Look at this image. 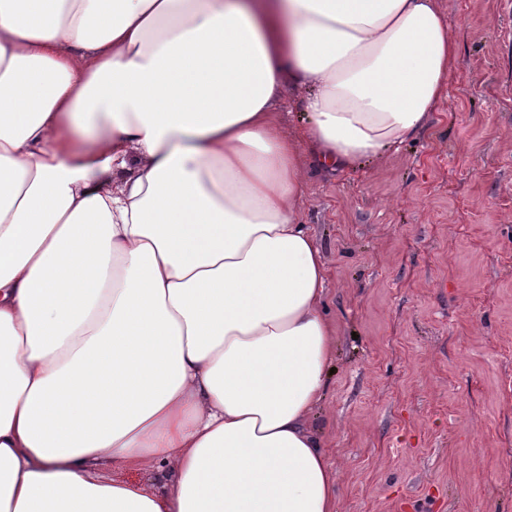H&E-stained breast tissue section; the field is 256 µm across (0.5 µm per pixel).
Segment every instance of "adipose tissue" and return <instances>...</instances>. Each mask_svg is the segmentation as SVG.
Listing matches in <instances>:
<instances>
[{
    "mask_svg": "<svg viewBox=\"0 0 512 512\" xmlns=\"http://www.w3.org/2000/svg\"><path fill=\"white\" fill-rule=\"evenodd\" d=\"M456 58L436 0H0V512H337L307 165L419 135ZM163 470L142 472L115 466L110 471V477L117 482H132L142 486L148 492H158L163 486Z\"/></svg>",
    "mask_w": 512,
    "mask_h": 512,
    "instance_id": "obj_1",
    "label": "adipose tissue"
}]
</instances>
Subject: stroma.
I'll return each mask as SVG.
<instances>
[{"label": "stroma", "instance_id": "stroma-1", "mask_svg": "<svg viewBox=\"0 0 512 512\" xmlns=\"http://www.w3.org/2000/svg\"><path fill=\"white\" fill-rule=\"evenodd\" d=\"M439 3L457 63L428 128L308 168L338 512H512V0Z\"/></svg>", "mask_w": 512, "mask_h": 512}]
</instances>
